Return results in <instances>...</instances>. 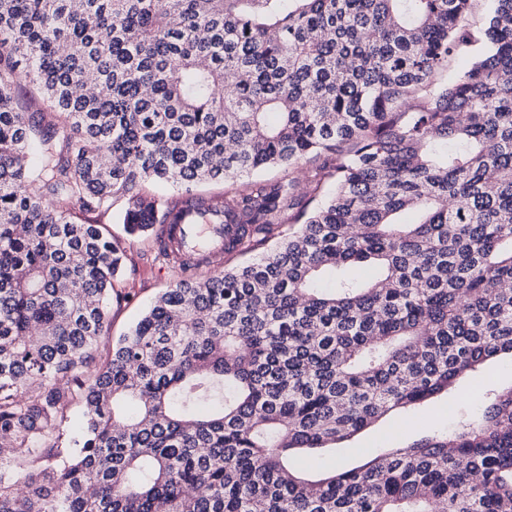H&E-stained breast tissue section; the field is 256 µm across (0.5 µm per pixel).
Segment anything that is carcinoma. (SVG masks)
<instances>
[{
  "label": "carcinoma",
  "mask_w": 512,
  "mask_h": 512,
  "mask_svg": "<svg viewBox=\"0 0 512 512\" xmlns=\"http://www.w3.org/2000/svg\"><path fill=\"white\" fill-rule=\"evenodd\" d=\"M81 2L0 0V512H512V387L296 465L512 356V0L450 81L475 0ZM321 155L309 198L252 179ZM148 181L224 182V256L266 251L196 277L159 235L182 275L99 359L124 253L87 215L214 212ZM14 95L20 109L27 112L36 109L42 102V97L37 85L29 80H21L15 87ZM485 376H470L459 390L436 398L422 410L413 411L405 417L393 414L337 443L336 448L319 449L317 461L321 469L360 466L365 462L366 451L403 445L428 434L448 431L458 422L479 415L483 408L482 393L487 385L479 380Z\"/></svg>",
  "instance_id": "cac0c4a2"
}]
</instances>
